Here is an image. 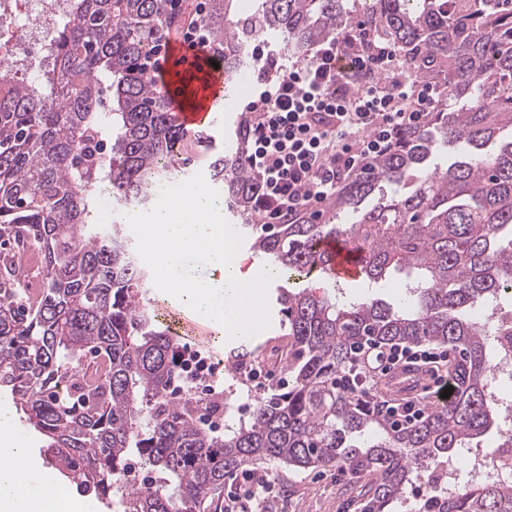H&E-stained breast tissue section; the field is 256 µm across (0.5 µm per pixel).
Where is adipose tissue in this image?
Wrapping results in <instances>:
<instances>
[{"mask_svg": "<svg viewBox=\"0 0 512 512\" xmlns=\"http://www.w3.org/2000/svg\"><path fill=\"white\" fill-rule=\"evenodd\" d=\"M0 512H93L90 502L63 489L45 490L28 462V450L13 436L0 435Z\"/></svg>", "mask_w": 512, "mask_h": 512, "instance_id": "1", "label": "adipose tissue"}]
</instances>
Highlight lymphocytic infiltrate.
<instances>
[{
    "instance_id": "lymphocytic-infiltrate-1",
    "label": "lymphocytic infiltrate",
    "mask_w": 512,
    "mask_h": 512,
    "mask_svg": "<svg viewBox=\"0 0 512 512\" xmlns=\"http://www.w3.org/2000/svg\"><path fill=\"white\" fill-rule=\"evenodd\" d=\"M184 0H164L145 58L155 69L173 36L205 47L207 0L180 23ZM256 90L247 162L258 186L262 223L318 212L339 185L364 171L435 103V88L398 72V53L359 23L315 45L307 60L278 63L266 44L254 51Z\"/></svg>"
}]
</instances>
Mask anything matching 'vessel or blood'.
Segmentation results:
<instances>
[{"label": "vessel or blood", "instance_id": "b4317fda", "mask_svg": "<svg viewBox=\"0 0 512 512\" xmlns=\"http://www.w3.org/2000/svg\"><path fill=\"white\" fill-rule=\"evenodd\" d=\"M211 59L208 49L178 40L171 46L161 70L154 75L168 93L169 108L190 132L214 130L228 97L224 70L213 67ZM315 246L329 254L334 278L347 281L360 278L363 260L355 247L334 237L320 238ZM434 385L435 379L426 368L407 364L393 370L387 392L396 398H409Z\"/></svg>", "mask_w": 512, "mask_h": 512}]
</instances>
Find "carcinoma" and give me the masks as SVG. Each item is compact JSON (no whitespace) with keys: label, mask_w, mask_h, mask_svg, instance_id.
<instances>
[{"label":"carcinoma","mask_w":512,"mask_h":512,"mask_svg":"<svg viewBox=\"0 0 512 512\" xmlns=\"http://www.w3.org/2000/svg\"><path fill=\"white\" fill-rule=\"evenodd\" d=\"M237 2L211 0L209 13L230 89L262 35L283 38L303 59L311 44L344 33L342 0H260L245 17ZM162 15L163 0H73L40 89L0 68V243L34 242L44 272L42 297L27 307L24 273L0 253V391L55 468L82 492L118 499L120 512H203L226 478L261 463L369 474L366 512H399L413 481L433 483L439 466L498 421L484 386L487 311L512 298V0H368L367 23L396 47L403 71L448 94L340 185L330 229L304 214L244 225L268 267L310 284L276 295L288 321V390L272 389L246 423L222 434L201 426L198 402L167 396L179 371L176 340L147 307V276L120 225L91 223L99 185L117 208L138 203L179 172L188 147L143 68ZM248 127L245 118L235 148L210 164L247 220L258 192L246 164ZM440 152L452 161L434 163ZM383 183L394 191L378 196ZM327 234L358 244L370 283L414 275L402 305L340 302L327 257L311 247ZM421 341L458 352L457 390L396 427L379 400L363 395L360 350ZM89 356L95 373L73 372ZM64 382L71 392L59 397ZM132 453L157 474L155 484L117 486ZM411 512H512V484L432 491Z\"/></svg>","instance_id":"obj_1"}]
</instances>
